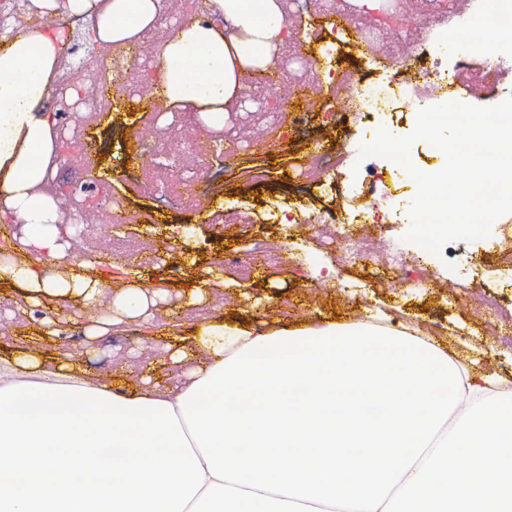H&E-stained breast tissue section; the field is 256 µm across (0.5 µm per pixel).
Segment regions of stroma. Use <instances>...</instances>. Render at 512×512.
Wrapping results in <instances>:
<instances>
[{
  "label": "stroma",
  "instance_id": "35a3bbf8",
  "mask_svg": "<svg viewBox=\"0 0 512 512\" xmlns=\"http://www.w3.org/2000/svg\"><path fill=\"white\" fill-rule=\"evenodd\" d=\"M400 8L409 24L392 44L397 62L414 55L429 29L448 28L447 19L433 15L430 0H401ZM284 9L288 37L273 66L289 69L296 80L319 81V103L299 126L283 123L285 138L279 145L266 151H240L230 167L224 164L225 134L246 124L255 138H263L282 114L272 89L244 85L222 126L212 130L214 154L201 161L187 150L195 128L203 123L199 113L166 103L157 112L127 109L130 87L157 81L151 64L130 73L127 85L112 87L109 100L93 107L81 103L61 112L56 105L61 92L82 86L87 68L110 48L98 45L79 63L61 57L55 89L39 104L41 111L57 116L56 150L45 190L57 195L61 181L72 178L77 169L94 168L96 185L72 201L83 226L68 235L69 249L89 255L109 249L133 251L137 257L123 269L106 273L109 286L95 305L47 299L50 315L61 323L52 335L44 333L42 319L23 289L0 284V326L9 329L8 334H0V380L14 379L15 357L29 351L51 368L74 365V374L61 376L64 384L76 379L107 384L117 376L125 378L131 389L146 379L163 386L179 371L156 347L158 336L175 341L192 335L201 322L220 318L235 327L272 332L331 323L363 325L381 314L391 319L393 327L432 334L447 345L451 356L477 360L484 373L512 382V335L493 334L474 314L470 301L474 289H482L503 307V322L512 324V278L498 261L496 236L453 242L450 260L430 257L425 288L385 287L392 273L375 262L364 269L336 266L337 287L319 288L313 279L318 266L334 264L336 259L326 243L335 234V225L264 223L263 213L271 202L287 198L308 207L326 206L320 188L325 176L313 163L316 143L321 131L333 136L356 127L352 114H332L328 107L340 96L341 81L362 85L377 80L385 66L358 40L360 27L383 18L384 9H368L360 0H307L302 10L295 0H284ZM200 11L197 0H163L159 22L144 37L163 44L180 24L198 20ZM340 13L346 18L339 27L344 42L328 58L321 49L332 37L313 22L317 16ZM296 56L308 58L309 67L289 66V59ZM144 125L154 126L165 146L150 165L128 157L119 147ZM88 134L96 138L98 150L86 157L76 144ZM299 161L306 165L307 178L289 180L288 171ZM175 175L191 176L193 191L179 208L169 209L160 203L158 190ZM105 193L110 199L104 203L100 197ZM261 241L284 244L280 261L266 259L246 270L225 265V257L254 253ZM211 266L221 267V279L210 281L200 303L187 305V293ZM131 282L158 293L150 308V325L126 317L106 335H90L91 322L110 314L114 292Z\"/></svg>",
  "mask_w": 512,
  "mask_h": 512
}]
</instances>
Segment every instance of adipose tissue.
<instances>
[{
	"mask_svg": "<svg viewBox=\"0 0 512 512\" xmlns=\"http://www.w3.org/2000/svg\"><path fill=\"white\" fill-rule=\"evenodd\" d=\"M230 31L181 25L157 57L168 103L222 124L244 72L269 66L288 26L281 0H207ZM162 0H29L30 12L95 17L97 41L137 39ZM61 30L0 52V219L26 224V261L0 281L27 299L95 304L93 259L64 266L44 190ZM61 264L48 276L43 262ZM171 364L188 381L62 387L21 355L28 382L0 385V512H512V388L454 361L434 338L383 324L252 333L207 321ZM466 406L457 423L449 418ZM460 457L464 466H449Z\"/></svg>",
	"mask_w": 512,
	"mask_h": 512,
	"instance_id": "1",
	"label": "adipose tissue"
}]
</instances>
